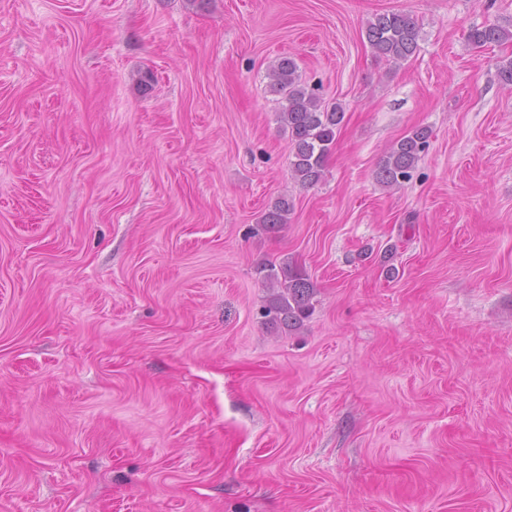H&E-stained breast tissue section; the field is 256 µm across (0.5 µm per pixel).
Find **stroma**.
I'll list each match as a JSON object with an SVG mask.
<instances>
[{"label":"stroma","instance_id":"1","mask_svg":"<svg viewBox=\"0 0 512 512\" xmlns=\"http://www.w3.org/2000/svg\"><path fill=\"white\" fill-rule=\"evenodd\" d=\"M398 10L393 69L363 31ZM509 18L0 0V512H512V43L466 39ZM288 54L345 108L310 188L265 78ZM284 259L316 285L293 331L261 315ZM420 32L421 25L413 14L389 11L367 22L365 36L377 58L401 66L415 55ZM431 132L426 127H416L392 143L380 159L375 179L387 188H399L412 177L417 162L429 146ZM291 209L292 205L288 198H280L272 209H269L262 215L260 219L261 226L268 232H280L288 224V215Z\"/></svg>","mask_w":512,"mask_h":512}]
</instances>
